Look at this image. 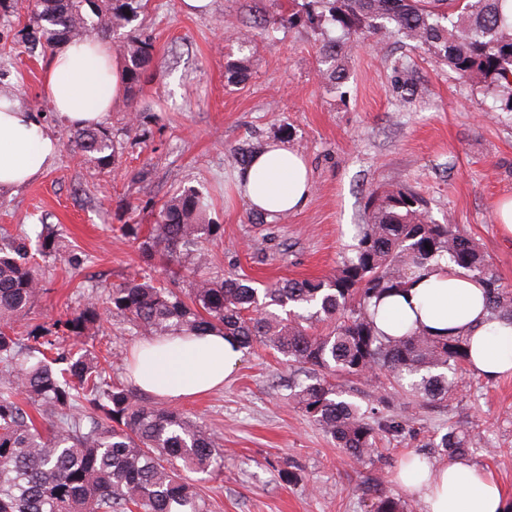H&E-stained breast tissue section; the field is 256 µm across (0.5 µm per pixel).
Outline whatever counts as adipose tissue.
Returning a JSON list of instances; mask_svg holds the SVG:
<instances>
[{
    "label": "adipose tissue",
    "instance_id": "adipose-tissue-1",
    "mask_svg": "<svg viewBox=\"0 0 512 512\" xmlns=\"http://www.w3.org/2000/svg\"><path fill=\"white\" fill-rule=\"evenodd\" d=\"M124 63L108 42L70 43L54 53L43 76V92L67 125L101 124L124 98ZM57 140L37 115L19 102H0V190L28 184L53 163ZM249 208L275 221L303 210L313 191L305 158L281 141L266 146L236 172L234 185ZM378 329L400 336L418 328L436 336H464L474 369L496 379L512 374V323L493 317L482 287L450 263L435 265L408 291L383 298L375 307ZM243 351L230 336H162L137 347L132 381L144 392L178 400L222 387ZM398 477L426 512H506L501 486L464 458L431 466L404 461Z\"/></svg>",
    "mask_w": 512,
    "mask_h": 512
}]
</instances>
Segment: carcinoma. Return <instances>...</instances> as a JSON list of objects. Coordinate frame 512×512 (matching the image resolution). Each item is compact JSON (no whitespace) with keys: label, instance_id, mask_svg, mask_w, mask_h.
Listing matches in <instances>:
<instances>
[{"label":"carcinoma","instance_id":"1","mask_svg":"<svg viewBox=\"0 0 512 512\" xmlns=\"http://www.w3.org/2000/svg\"><path fill=\"white\" fill-rule=\"evenodd\" d=\"M504 0H303L288 15L321 36L319 72L341 77L348 53L365 34L400 37L427 48L435 62L480 84L494 112H512V16ZM141 0H0V12L30 14L38 36L29 49L107 35L137 17ZM340 31L328 36L330 28ZM125 61L124 92L137 102L153 56L148 38L118 46ZM68 147L105 173L116 145L104 126L78 128ZM369 222L328 275L288 279L259 289L251 281L208 272V244L219 226L206 222L204 196L182 190L164 201L154 222L123 224L145 263L160 257L183 287L133 278L108 291L112 319L137 336H200L211 330L241 347L265 346L298 364L306 379L288 400L316 423L356 464L378 453L380 435L402 426L369 416L332 377H360L422 402L453 394L449 373L469 364V341L424 330L389 337L369 312L373 300L405 290L431 264L450 262L483 285L491 314L512 321V290L485 253L456 225L435 222L415 193L375 190ZM0 233V512H209L192 473L224 467L220 437L204 423L143 398L133 385L101 366L93 340L102 333L97 294L53 328L25 317L43 292L42 259L71 267L86 257L63 250L48 224ZM484 444L477 427L448 426L430 447L464 456ZM373 512H413L370 479Z\"/></svg>","mask_w":512,"mask_h":512}]
</instances>
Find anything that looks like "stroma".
Here are the masks:
<instances>
[{
    "instance_id": "1",
    "label": "stroma",
    "mask_w": 512,
    "mask_h": 512,
    "mask_svg": "<svg viewBox=\"0 0 512 512\" xmlns=\"http://www.w3.org/2000/svg\"><path fill=\"white\" fill-rule=\"evenodd\" d=\"M290 9L291 0H213L210 13L195 16L182 0H145L138 20L111 39L146 37L154 51L137 105L121 103L104 121L117 145L105 174L66 147L70 128L41 94L47 59L25 48L27 15L0 14V65L17 101L38 112L60 144L41 178L0 191V229L52 224L90 258L80 269L43 262L45 292L31 326L49 328L78 312L92 284L103 294L144 275L169 281L165 265L145 264L118 228L152 223L159 205L189 186L203 192L207 217L220 227L209 245L217 275L258 282L324 276L367 223L369 194L401 185L426 200L437 222L471 236L512 289V242L495 224L497 203L512 197V113L488 111L477 84L437 65L424 47L374 36L352 50L348 80L326 89L317 74L318 36L285 23ZM262 14L283 20L265 35L252 25ZM228 21L247 31L250 44L227 38ZM134 108L142 116L131 131ZM277 138L308 160L314 191L305 209L271 223L235 196L230 152ZM140 168L145 178L132 180ZM289 374L273 351L248 349L223 389L176 401L224 440L221 475L199 484L211 512H370L362 478L377 474L387 491L405 497L398 468L410 455L445 462L426 441L451 422L482 428L486 445L469 459L512 502V375L487 381L464 371L454 395L427 405L396 396L381 406L372 383L345 382L356 402L404 427L360 468L289 402ZM288 470L299 481H288Z\"/></svg>"
}]
</instances>
